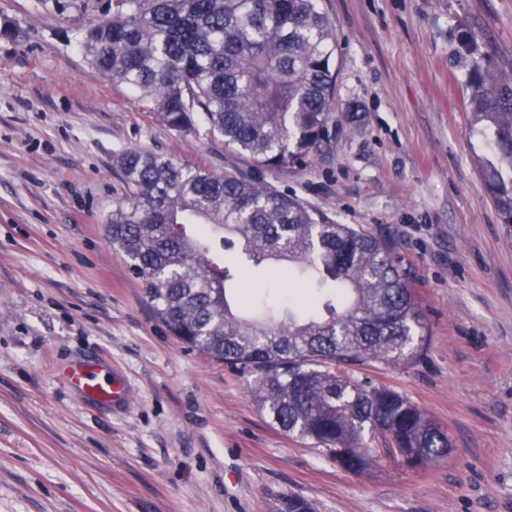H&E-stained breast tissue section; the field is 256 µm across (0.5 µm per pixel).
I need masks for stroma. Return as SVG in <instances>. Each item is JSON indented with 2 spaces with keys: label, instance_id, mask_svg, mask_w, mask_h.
Here are the masks:
<instances>
[{
  "label": "stroma",
  "instance_id": "35a3bbf8",
  "mask_svg": "<svg viewBox=\"0 0 512 512\" xmlns=\"http://www.w3.org/2000/svg\"><path fill=\"white\" fill-rule=\"evenodd\" d=\"M336 27L330 139L286 170L157 123L90 73L79 32L106 0H0V512H512V225L469 123L471 54L512 82V0H319ZM142 147L252 175L376 237L425 315L413 361L356 377L409 398L447 460L353 475L289 437L244 380L172 336L104 235L115 152ZM100 357L134 385L122 413L63 381Z\"/></svg>",
  "mask_w": 512,
  "mask_h": 512
}]
</instances>
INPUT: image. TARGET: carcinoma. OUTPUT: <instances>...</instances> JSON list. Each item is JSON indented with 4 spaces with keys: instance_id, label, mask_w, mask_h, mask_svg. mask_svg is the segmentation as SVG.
<instances>
[{
    "instance_id": "cac0c4a2",
    "label": "carcinoma",
    "mask_w": 512,
    "mask_h": 512,
    "mask_svg": "<svg viewBox=\"0 0 512 512\" xmlns=\"http://www.w3.org/2000/svg\"><path fill=\"white\" fill-rule=\"evenodd\" d=\"M79 46L155 121L185 136L203 125L261 168L305 164L328 138L336 34L317 0H109ZM471 73L466 109L495 157L484 178L512 225V83L479 57ZM113 165L124 186L105 224L113 250L171 334L236 368L274 425L355 475L383 457L411 468L448 458L447 432L424 411L355 378L423 346V312L380 242L254 178L140 147ZM243 259L288 263V303L229 287Z\"/></svg>"
}]
</instances>
